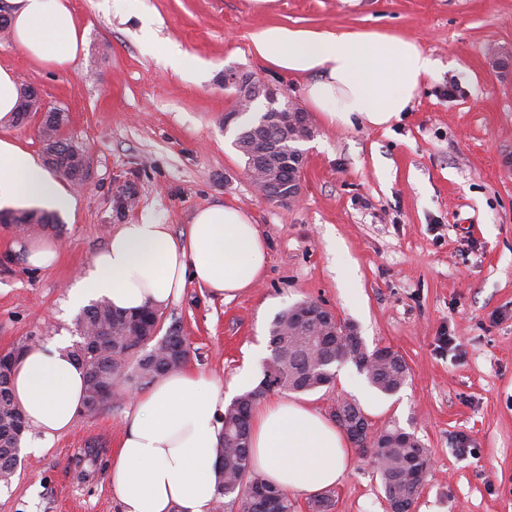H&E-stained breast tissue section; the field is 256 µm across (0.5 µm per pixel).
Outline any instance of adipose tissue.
I'll list each match as a JSON object with an SVG mask.
<instances>
[{
  "instance_id": "ef3b65f1",
  "label": "adipose tissue",
  "mask_w": 512,
  "mask_h": 512,
  "mask_svg": "<svg viewBox=\"0 0 512 512\" xmlns=\"http://www.w3.org/2000/svg\"><path fill=\"white\" fill-rule=\"evenodd\" d=\"M16 44L53 67L73 64L84 32L68 0H14ZM255 54L276 68L311 75L308 102L329 123L385 127L409 111L435 60L414 40L377 31L325 33L267 26L252 35ZM73 196L28 151L0 139V206L67 212ZM268 247L253 218L231 204L196 210L187 235L166 224H124L68 292L80 311L106 298L113 307L160 310L188 283L231 300L263 278ZM69 336L25 346L12 372L15 404L28 430L21 445L40 454L70 430L85 398V373L68 354ZM224 386L191 368L137 391L117 450L108 462L122 512H212L221 481L217 450ZM251 460L269 484L316 494L335 486L350 464L345 435L306 402L273 397L253 414Z\"/></svg>"
}]
</instances>
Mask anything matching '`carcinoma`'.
<instances>
[{
  "label": "carcinoma",
  "mask_w": 512,
  "mask_h": 512,
  "mask_svg": "<svg viewBox=\"0 0 512 512\" xmlns=\"http://www.w3.org/2000/svg\"><path fill=\"white\" fill-rule=\"evenodd\" d=\"M238 151L246 154L247 143L262 137L267 141L268 159L276 162L281 155H288L295 146L284 142L272 126L254 129L247 125L242 129ZM47 141L59 144L63 154L52 169L69 182L78 179L84 164L82 156L69 153L70 140L53 127L41 133ZM4 223L16 225L34 224L44 230L55 224L54 216L47 212H0ZM298 308L294 304L279 312L269 329L271 355L262 366L259 385L238 395L224 411L222 424L223 443L219 449L222 482L218 486L216 502L241 501L242 512H258L262 503L258 495L266 492L274 495L272 512H295L294 498L268 484L253 469L249 433L252 404L255 399L272 391L308 392L333 383L336 366L341 364L347 343L340 336H327L317 323L312 322L293 334H288V321ZM79 321L87 327L98 328L104 349L97 355L83 352L79 343L71 347L72 356L86 368V396L84 410L95 414L108 400L100 386L99 378L117 380L130 389H142L183 364L185 352L174 347L185 342L180 328L172 323L165 334L154 340L151 333L164 325L163 313L150 307L135 311H120L110 301L101 299L84 308ZM370 386L383 394L395 392L399 382L395 363L390 361L363 370ZM21 412L14 405L10 375L0 379V474L15 468L20 437L16 434ZM400 428L386 427L379 436V447L372 449L377 460L383 499L395 512H411L420 496L429 466L428 449L421 441L404 446L399 440Z\"/></svg>",
  "instance_id": "carcinoma-1"
}]
</instances>
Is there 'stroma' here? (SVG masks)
Instances as JSON below:
<instances>
[{
  "label": "stroma",
  "mask_w": 512,
  "mask_h": 512,
  "mask_svg": "<svg viewBox=\"0 0 512 512\" xmlns=\"http://www.w3.org/2000/svg\"><path fill=\"white\" fill-rule=\"evenodd\" d=\"M85 32L77 60L40 65L0 31V66L68 116L64 135L90 159L91 179L50 236L58 262L35 270L27 237L0 226V351L74 329L67 294L124 224L156 222L185 235L201 207L248 211L269 242L262 281L222 300L195 285L164 309L190 344L189 366L228 383L244 365L261 375L268 329L284 308L312 300L368 348L409 368L395 394L353 364L306 393L324 416L357 402L375 430L416 433L430 466L413 512H512V0H69ZM380 31L417 40L436 61L411 111L384 128L328 125L303 143L298 204L256 196L233 141L246 116L224 73L259 76L307 107L308 76L252 51L266 26ZM182 50L203 62L175 64ZM503 57L491 68V57ZM453 347H442V334ZM259 360H250L252 350ZM132 402L79 414L38 455L21 454L0 512H121L107 462ZM99 450L97 466L82 448ZM333 487L331 512H386L369 457Z\"/></svg>",
  "instance_id": "1"
}]
</instances>
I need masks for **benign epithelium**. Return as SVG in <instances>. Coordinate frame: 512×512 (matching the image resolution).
<instances>
[{
    "label": "benign epithelium",
    "instance_id": "benign-epithelium-1",
    "mask_svg": "<svg viewBox=\"0 0 512 512\" xmlns=\"http://www.w3.org/2000/svg\"><path fill=\"white\" fill-rule=\"evenodd\" d=\"M224 84L236 89L237 108L233 114L250 110L253 103L265 101L264 111L270 114L269 121L279 125L283 130L296 127L293 140L304 142L312 138L313 132L308 115L292 101L283 100L277 89L252 73L239 71L224 72ZM27 103V119L37 120L38 128L46 126L48 111L43 107L40 94L31 98H24ZM307 156L302 150L288 158V167L281 171L277 167H271L268 174L248 171L250 179L260 196L265 199H273L278 202L292 204L302 194V176ZM307 319H313L329 327L342 328V335L355 339L357 335L351 329L340 326L336 315L324 305L316 302L306 305L294 316L293 321L301 323ZM105 395L115 402H123L134 399L133 391L120 384H108L104 388ZM351 401L340 400L333 410L336 424L341 428L347 438L358 448L377 447L378 432L374 431L365 415L350 409Z\"/></svg>",
    "mask_w": 512,
    "mask_h": 512
}]
</instances>
